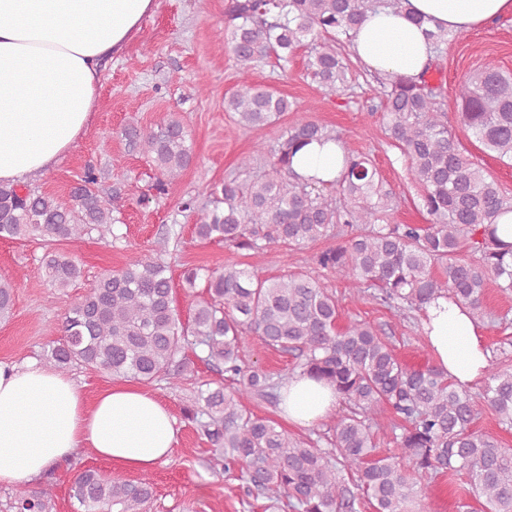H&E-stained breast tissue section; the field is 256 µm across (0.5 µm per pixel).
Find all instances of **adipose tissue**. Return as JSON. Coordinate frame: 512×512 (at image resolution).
<instances>
[{"label":"adipose tissue","mask_w":512,"mask_h":512,"mask_svg":"<svg viewBox=\"0 0 512 512\" xmlns=\"http://www.w3.org/2000/svg\"><path fill=\"white\" fill-rule=\"evenodd\" d=\"M155 0H0V183L26 184L49 170L85 132L99 100L102 67L125 47ZM512 14V0H408L405 9L369 11L351 43L367 68L420 79L435 53L415 17L465 33ZM293 169L318 185L342 171L335 141L312 142ZM438 367L462 386L489 364L470 310L440 297L423 311ZM281 415L298 426L327 419L334 386L296 374L282 389ZM177 442V420L153 393L129 382L87 397L68 375L36 361L0 362V485L37 482L77 450L130 471H149Z\"/></svg>","instance_id":"obj_1"}]
</instances>
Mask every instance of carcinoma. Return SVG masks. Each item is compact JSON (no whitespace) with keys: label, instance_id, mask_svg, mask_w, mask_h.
<instances>
[{"label":"carcinoma","instance_id":"obj_1","mask_svg":"<svg viewBox=\"0 0 512 512\" xmlns=\"http://www.w3.org/2000/svg\"><path fill=\"white\" fill-rule=\"evenodd\" d=\"M384 3L398 8L403 0H231L225 12L222 35L240 64V80L224 98V111L249 129L276 124L289 112L293 120L273 146L240 159L238 176L212 189L194 224L196 237L265 255L321 238L341 243L317 253L306 274L266 277L237 266L184 270L188 287L205 281L186 324L174 306L167 263L136 260L104 275L68 310L43 358L63 372L79 364L144 385H192L197 397L188 416L224 456V471H239L252 492L282 512L351 510V483L374 512H420L421 481L458 472L483 512H512V448L471 429L481 404L512 428V371L489 363L484 389L474 396L437 366L411 369L371 324L354 319L340 325L338 301L321 283L322 273L334 274L353 296L397 311H420L444 293L480 315L488 284L512 290V244L498 238L496 223L512 211V198L448 129L441 88L424 78L381 80L378 99L389 143L404 158L430 222L398 223L393 192L370 155L346 147L340 177L321 192L292 170L291 157L314 139L343 140L250 78L258 64L273 58L286 65L307 48L308 75L319 87L350 90L342 48L366 13ZM457 98L464 127L511 166L512 74L487 64L458 84ZM122 135L151 158L160 172L153 189L166 194L192 157L184 125L174 119L149 128L130 123ZM265 156L268 170L254 173ZM99 179L100 172L87 167L70 206L0 184V239L54 244L112 230L122 196H101ZM42 264L53 288H67L80 275L64 252L45 253ZM13 302V282L0 278L1 317ZM253 336L295 354L298 373L336 387L346 413L330 427L327 447L292 438L247 408L258 398L278 399L282 384L259 365L243 364ZM188 345L201 348L204 365L224 368L231 390L212 388L199 376L183 354ZM386 407L398 420L393 440L399 456L377 455L374 427ZM69 496L76 512H149L154 483L148 473L126 479L85 469L73 478ZM10 507L54 509L49 489L27 487L16 491Z\"/></svg>","mask_w":512,"mask_h":512}]
</instances>
